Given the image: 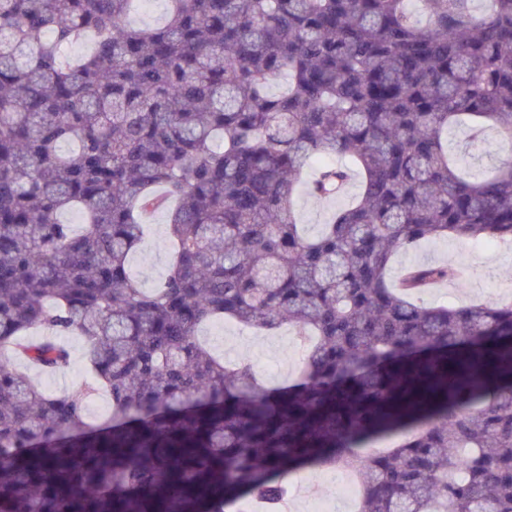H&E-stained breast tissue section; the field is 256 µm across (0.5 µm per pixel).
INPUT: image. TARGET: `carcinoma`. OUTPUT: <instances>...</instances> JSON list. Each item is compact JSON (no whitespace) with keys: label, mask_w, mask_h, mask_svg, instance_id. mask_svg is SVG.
<instances>
[{"label":"carcinoma","mask_w":512,"mask_h":512,"mask_svg":"<svg viewBox=\"0 0 512 512\" xmlns=\"http://www.w3.org/2000/svg\"><path fill=\"white\" fill-rule=\"evenodd\" d=\"M136 2L0 0V512H279L324 466L358 476L357 512H512V305L422 304L451 264L390 277L424 239L512 241V161L448 150L463 118L512 139V0H166L144 28ZM316 158L313 197L360 189L311 236ZM220 319L293 326L298 379L224 362L197 336ZM72 333L92 379L48 394L13 355L62 370ZM167 7L164 0H145L132 11L129 21L134 26L157 25L164 19ZM147 225L142 251L133 259V270L145 288H152L169 267L170 243L165 213H156Z\"/></svg>","instance_id":"1"}]
</instances>
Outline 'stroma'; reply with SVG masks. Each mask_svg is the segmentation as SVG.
I'll return each instance as SVG.
<instances>
[{
	"label": "stroma",
	"mask_w": 512,
	"mask_h": 512,
	"mask_svg": "<svg viewBox=\"0 0 512 512\" xmlns=\"http://www.w3.org/2000/svg\"><path fill=\"white\" fill-rule=\"evenodd\" d=\"M455 155L466 170L487 172L512 158L503 147L500 137L487 133L486 144L473 150L466 140L464 128H455L449 136ZM359 191L358 184H351L345 194L334 200H318L305 192H298L296 212L308 234H317L333 212L349 204ZM170 243L167 217L155 214L146 229L142 251L133 262V270L144 287H153L169 267ZM418 263H450L464 272L462 281L443 284L423 296L424 303H455L465 305L477 300L493 298L512 303V248L501 249L490 244L474 245L451 237L432 238L417 248L400 251L392 260V276H399L405 267ZM200 338L226 361L251 363L262 383L269 388L288 385L297 375L305 358L303 343L294 329L288 326L262 333L244 328L231 321H215L203 327ZM59 342L70 355L68 368L54 373L41 374L40 380L51 392H80L88 372L84 360L81 337L65 335ZM338 469L323 467L314 471L299 470L290 474V481H301L295 489L291 507L293 512H311L310 500L319 501L325 512H354V501L342 498L337 482Z\"/></svg>",
	"instance_id": "obj_1"
}]
</instances>
